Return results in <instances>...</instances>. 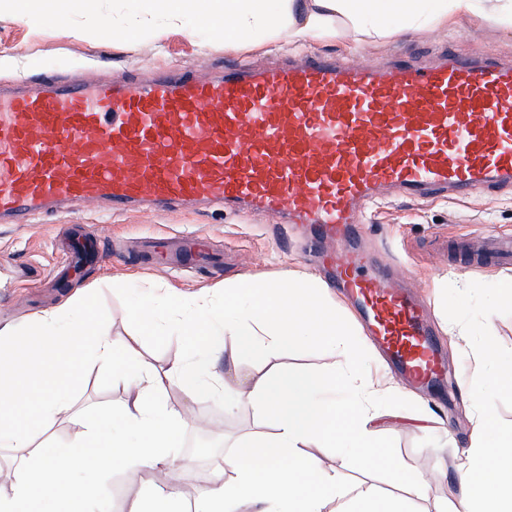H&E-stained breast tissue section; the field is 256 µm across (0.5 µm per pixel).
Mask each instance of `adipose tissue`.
I'll return each instance as SVG.
<instances>
[{
  "label": "adipose tissue",
  "instance_id": "adipose-tissue-1",
  "mask_svg": "<svg viewBox=\"0 0 512 512\" xmlns=\"http://www.w3.org/2000/svg\"><path fill=\"white\" fill-rule=\"evenodd\" d=\"M317 9L294 36L327 33L329 14L354 22L384 18L412 21L438 16L448 9L469 10L475 0H316ZM295 0H224L213 20L228 39L244 33L271 32L286 23ZM322 282L291 290L265 281L239 282L223 295L203 292L191 301L157 304L136 310L134 317L155 334L176 330L185 336L188 355L167 369L157 368L136 350L139 336L114 342L101 322L88 313L67 308L37 315L34 325L20 332L0 324V447L11 449L20 465L10 472V492L0 494V512H40L41 498L62 502L67 512H85L89 488L59 475L60 461L75 467L87 461L102 467L123 466L136 471L168 470L172 486L158 492L146 505L131 512H183L177 488L179 463L170 461L166 448L172 435L192 430L182 417L172 418L155 405L170 386L189 396L223 393L226 384L214 369L227 351L256 352L308 344L339 342L346 334L335 306L326 303ZM111 364L126 377L129 395L118 416L125 427L141 436L139 448L115 455V441L101 423L87 426L78 439L55 443L46 433L72 411L68 396L80 375L84 355ZM356 393L337 401L335 376L257 374L241 381L237 408L255 410L268 432L249 437L253 448L269 449L266 457L243 462L242 451L225 454L221 470L232 482L216 479L194 503L193 512H327L336 497V480L323 461L302 455L312 444L332 446L344 435L365 454L375 451L376 404L369 374L353 376ZM27 402L33 414L20 420L17 406ZM463 492L452 512H512V434L495 445L475 438L462 470Z\"/></svg>",
  "mask_w": 512,
  "mask_h": 512
}]
</instances>
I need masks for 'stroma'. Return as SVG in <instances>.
I'll list each match as a JSON object with an SVG mask.
<instances>
[{"mask_svg": "<svg viewBox=\"0 0 512 512\" xmlns=\"http://www.w3.org/2000/svg\"><path fill=\"white\" fill-rule=\"evenodd\" d=\"M143 0H57L54 15H40L30 6L20 17L9 0H0V85L34 81L45 74L70 79L82 73L112 75L134 83L147 76H163L183 68L203 67L205 74L224 70L232 54L265 68L288 57L363 54L378 67L401 55L442 50L483 59L512 56V28L500 20L501 0H479L474 11H449L435 19L403 22L393 18L356 24L331 15V35L297 38L280 30L271 35L250 33L225 41L224 31L212 27L207 13L169 21L162 14L145 15ZM110 18L117 32L100 36L102 18ZM366 248L373 262L388 263L394 277L410 279L428 310L436 336L448 359L452 387L445 399L429 398L404 385L384 364L366 334L357 341L358 358L331 356L328 344L263 354L240 353L219 365L228 385L250 373L284 368L292 373L352 375L370 366L382 390L378 404L379 466L364 462L354 448L309 447L333 471L345 491L334 512H346L351 496L370 486L385 497L405 496L410 512H447L461 494L459 469L476 434L495 442L494 431L476 429L473 400L461 381L472 372L470 356L459 350L460 333L471 343L490 341L502 363L512 362V300L503 299L495 284L511 278L512 265L489 263L466 266L460 248L482 250L487 238L512 235V188L472 189L468 195L432 200L394 198L367 208ZM82 224H101L112 251L108 261H76L67 251ZM162 235L182 240L202 237L211 251L222 254L217 267L169 271L147 264L145 237ZM305 245L298 231L273 218L253 213L236 215L220 210L174 209L155 214L129 212L103 215L91 206L74 207L68 215L38 217L30 224H0V323L24 330L33 314L55 308L80 289H88L89 308L102 315L115 341L140 333L139 350L161 369L182 358L184 339L139 330L132 308L149 305L175 291L192 298L201 289L243 280H278L287 274L327 281V274L304 259ZM73 417L60 421L52 439L68 443L82 421L101 418L122 407L128 398L125 380L111 365L87 359L71 390ZM233 396L189 397L171 387L163 400L166 413H214L218 443L202 432H182L169 443L173 458L184 462L178 480L181 498L192 505L199 496L198 463H212L255 428L250 410L231 407ZM77 479L91 489V512H129L133 504L152 495L157 486L122 467L102 470L82 466Z\"/></svg>", "mask_w": 512, "mask_h": 512, "instance_id": "35a3bbf8", "label": "stroma"}]
</instances>
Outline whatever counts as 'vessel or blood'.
<instances>
[{
	"instance_id": "1",
	"label": "vessel or blood",
	"mask_w": 512,
	"mask_h": 512,
	"mask_svg": "<svg viewBox=\"0 0 512 512\" xmlns=\"http://www.w3.org/2000/svg\"><path fill=\"white\" fill-rule=\"evenodd\" d=\"M512 184V61L458 53L390 67L314 56L204 79L174 73L128 84L108 76L0 87V223L81 203L216 206L301 226L335 263L389 364L438 397V339L361 243L366 204L462 196ZM165 263L204 258V242L151 238Z\"/></svg>"
}]
</instances>
